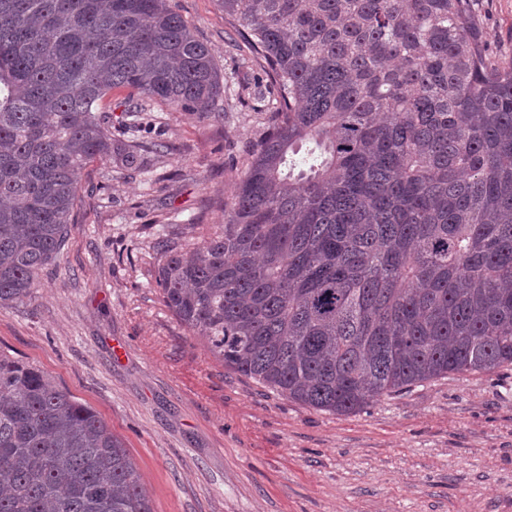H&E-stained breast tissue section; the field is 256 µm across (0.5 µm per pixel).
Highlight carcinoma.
I'll use <instances>...</instances> for the list:
<instances>
[{"label":"carcinoma","instance_id":"carcinoma-1","mask_svg":"<svg viewBox=\"0 0 512 512\" xmlns=\"http://www.w3.org/2000/svg\"><path fill=\"white\" fill-rule=\"evenodd\" d=\"M277 97L224 228L165 249L157 285L224 367L340 415L512 367V61L473 0H218ZM125 88L214 111L224 83L169 0H0V307L58 257ZM0 512H152L91 407L0 354Z\"/></svg>","mask_w":512,"mask_h":512}]
</instances>
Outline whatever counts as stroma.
<instances>
[{"instance_id":"35a3bbf8","label":"stroma","mask_w":512,"mask_h":512,"mask_svg":"<svg viewBox=\"0 0 512 512\" xmlns=\"http://www.w3.org/2000/svg\"><path fill=\"white\" fill-rule=\"evenodd\" d=\"M171 4L228 82L222 116L156 109L164 152L86 167L59 259L0 308V353L104 419L153 512H512V367L338 415L225 368L165 305L162 242L189 248L223 224L274 100L217 0ZM475 20L512 57V0H479Z\"/></svg>"}]
</instances>
